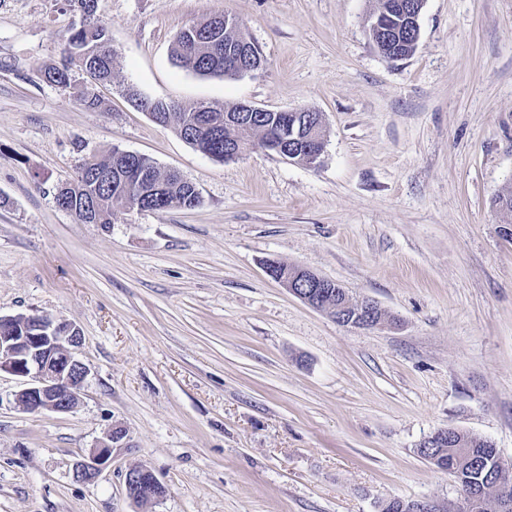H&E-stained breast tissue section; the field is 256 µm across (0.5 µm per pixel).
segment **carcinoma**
Listing matches in <instances>:
<instances>
[{
    "mask_svg": "<svg viewBox=\"0 0 512 512\" xmlns=\"http://www.w3.org/2000/svg\"><path fill=\"white\" fill-rule=\"evenodd\" d=\"M69 2L79 5L87 15V23L86 27L70 33L65 52L77 55L84 70L97 80L112 81L115 52L110 48L106 27L95 20V0ZM240 27L242 24L236 19L215 14L182 28L174 42L175 65L198 76L231 79L241 76L236 41ZM126 94L157 124L173 128L187 143L210 157H224V138L228 136L246 143L254 135L261 142L287 125L285 112L269 110L259 113V119L248 130L230 129L225 118L236 110L235 103L221 107L200 103L184 108L172 102L145 100L131 87L126 89ZM128 166L124 151L114 148L105 158L82 166L76 179L57 184L56 201L74 211L81 223L87 219L85 201H94L92 219L106 227L112 224L117 212L131 206L163 212L171 207L192 208L199 204L200 197L192 182L160 172L150 158L141 156L138 166L148 178L166 183V191L160 194L128 176ZM418 452L434 459L432 465L454 477L460 491L470 499L468 512H487L492 486L501 474L498 450L492 442L458 431L448 435V442L432 443Z\"/></svg>",
    "mask_w": 512,
    "mask_h": 512,
    "instance_id": "carcinoma-1",
    "label": "carcinoma"
}]
</instances>
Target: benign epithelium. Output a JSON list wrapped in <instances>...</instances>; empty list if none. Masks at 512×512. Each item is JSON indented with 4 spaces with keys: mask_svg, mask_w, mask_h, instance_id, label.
<instances>
[{
    "mask_svg": "<svg viewBox=\"0 0 512 512\" xmlns=\"http://www.w3.org/2000/svg\"><path fill=\"white\" fill-rule=\"evenodd\" d=\"M423 7L422 2L414 4L404 0L400 3V11L405 17L404 30L415 42L420 38ZM370 25L377 34L373 44L378 53L387 60H396L398 39L394 32L376 17L371 18ZM302 133L316 147L311 156L315 165L325 151L328 137L327 129L320 120L313 125L304 123L298 131L292 129L271 136L262 143V147L293 161L296 151L292 142L298 140ZM277 281L307 305L319 309V302L311 289L326 287L327 278L309 272L307 289L294 282L286 272L277 276ZM376 309L378 305L371 299H363L356 304L350 301L347 306L338 308L336 319L347 326L367 324L375 327L377 323L373 321V311ZM82 344L81 331L73 323L39 314H30L21 319L0 316V373L24 380V388L15 394V402L20 409L62 414L77 405L87 376V368L78 357ZM123 437L124 432L119 428L104 432L88 454L76 462L74 479L80 482L95 480L112 463V449Z\"/></svg>",
    "mask_w": 512,
    "mask_h": 512,
    "instance_id": "benign-epithelium-1",
    "label": "benign epithelium"
}]
</instances>
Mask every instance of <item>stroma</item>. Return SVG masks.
Instances as JSON below:
<instances>
[{"mask_svg":"<svg viewBox=\"0 0 512 512\" xmlns=\"http://www.w3.org/2000/svg\"><path fill=\"white\" fill-rule=\"evenodd\" d=\"M378 0H96L116 54L93 82L64 41L70 0H0V315L76 324L88 369L68 413H29L0 375V512H378L390 498L457 508L417 449L454 427L512 463V0H426L415 53L374 48ZM236 17L265 59L237 79L172 63L176 34ZM68 64L70 86L48 82ZM186 107L311 108L309 167L247 146L212 160L125 88ZM97 96L98 111L79 98ZM193 182L200 202L79 224L54 186L112 148ZM369 298L388 323H336L267 260ZM124 430L91 483L75 463ZM165 494L129 497L130 469ZM289 267L292 270L309 272V279H308L309 288H326V286H327L326 283H327V281H329L328 278H325V277H323V276H321L303 266L295 265V266H289ZM290 268H288V270H286L283 274L276 276L277 281L282 283L286 288H288V291L290 293H292L293 295H295L296 297L301 299L303 302H305L310 307H312L316 310H321V308L319 307V302L317 300V296L315 295L316 291L310 292L308 289H305L304 286H302L298 283H295L294 280L292 278H290V276L288 277V275L291 273Z\"/></svg>","mask_w":512,"mask_h":512,"instance_id":"35a3bbf8","label":"stroma"}]
</instances>
